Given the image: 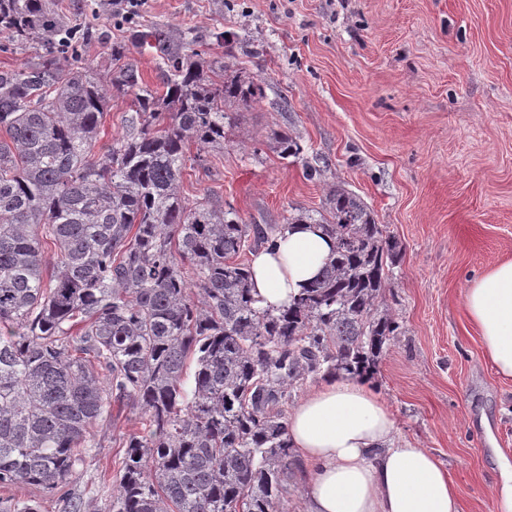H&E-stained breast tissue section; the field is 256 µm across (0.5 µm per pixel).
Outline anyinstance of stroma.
<instances>
[{
    "instance_id": "35a3bbf8",
    "label": "stroma",
    "mask_w": 512,
    "mask_h": 512,
    "mask_svg": "<svg viewBox=\"0 0 512 512\" xmlns=\"http://www.w3.org/2000/svg\"><path fill=\"white\" fill-rule=\"evenodd\" d=\"M58 3L104 80L118 47L154 88L170 50L261 82L259 102L229 110L223 149L187 163V202L208 195L276 225L322 213L338 187L367 204L400 249L380 302L399 329L374 386L398 437L448 469L462 512H500L493 453L512 458V379L484 356L463 298L512 259V0H145L123 24L109 0ZM48 49L0 32V73ZM284 132L299 157L274 150ZM127 415L95 428L100 447L70 486L89 512L104 506L116 438L140 418Z\"/></svg>"
}]
</instances>
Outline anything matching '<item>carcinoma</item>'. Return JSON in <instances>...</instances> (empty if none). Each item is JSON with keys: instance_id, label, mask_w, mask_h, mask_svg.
<instances>
[{"instance_id": "1", "label": "carcinoma", "mask_w": 512, "mask_h": 512, "mask_svg": "<svg viewBox=\"0 0 512 512\" xmlns=\"http://www.w3.org/2000/svg\"><path fill=\"white\" fill-rule=\"evenodd\" d=\"M2 31L70 39L0 74V485L60 492L99 447L90 429L137 406L144 428L119 442L107 512H274L295 462L289 390L372 379L397 330L378 306L398 243L338 187L326 214L291 219L333 240L320 275L278 311L255 306L239 257L277 228L208 196L189 204L181 182L188 147L223 146L226 112L262 85L217 86L213 63L169 54L160 98L127 63L111 86L135 109L99 151L107 88L58 61L79 57L82 28H59L51 0H0ZM59 502L88 512L74 493Z\"/></svg>"}]
</instances>
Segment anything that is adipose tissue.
Returning a JSON list of instances; mask_svg holds the SVG:
<instances>
[{
  "label": "adipose tissue",
  "mask_w": 512,
  "mask_h": 512,
  "mask_svg": "<svg viewBox=\"0 0 512 512\" xmlns=\"http://www.w3.org/2000/svg\"><path fill=\"white\" fill-rule=\"evenodd\" d=\"M250 264L258 307L276 310L313 280L332 242L312 224H287ZM464 308L485 355L512 378V259L473 279ZM287 438L302 463L304 512H461L446 468L425 448L401 444L387 405L366 380L328 377L288 413Z\"/></svg>",
  "instance_id": "adipose-tissue-1"
}]
</instances>
